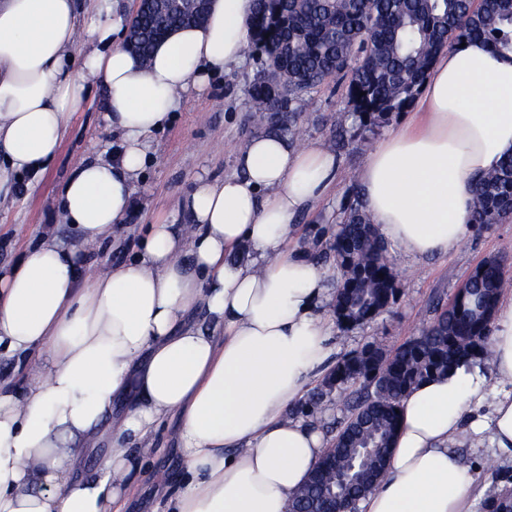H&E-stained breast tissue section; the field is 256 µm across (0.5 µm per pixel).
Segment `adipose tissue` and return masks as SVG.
Returning <instances> with one entry per match:
<instances>
[{
	"label": "adipose tissue",
	"instance_id": "1",
	"mask_svg": "<svg viewBox=\"0 0 512 512\" xmlns=\"http://www.w3.org/2000/svg\"><path fill=\"white\" fill-rule=\"evenodd\" d=\"M254 0H210L206 22L158 42L150 63L105 20L73 67L78 0H0V195L55 160L90 81L108 95L114 158L82 160L60 196L80 247L46 236L0 269V351L32 358L0 382V512H123L147 454L141 443L175 417L184 471L162 512H288L326 449L288 415L327 369L328 270L293 246L295 216L322 201L339 172L321 144L250 138L237 175L198 177L179 205L185 228L150 225L137 256L91 274L81 247L124 223L154 152L152 134L186 94L239 64ZM417 129L386 134L360 169V201L405 258L454 252L474 232L472 188L512 156V53L479 39L440 53L421 87ZM488 363L413 387L377 486L357 512H472L482 496L458 442L512 450V293L498 300ZM127 410L113 415L114 401ZM489 415H480L483 404ZM106 443L99 473L81 454Z\"/></svg>",
	"mask_w": 512,
	"mask_h": 512
}]
</instances>
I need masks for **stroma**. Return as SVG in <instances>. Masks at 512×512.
<instances>
[{
    "instance_id": "stroma-1",
    "label": "stroma",
    "mask_w": 512,
    "mask_h": 512,
    "mask_svg": "<svg viewBox=\"0 0 512 512\" xmlns=\"http://www.w3.org/2000/svg\"><path fill=\"white\" fill-rule=\"evenodd\" d=\"M259 68L255 58L245 56L239 66L212 77L203 91L188 96L173 119L155 133L156 152L136 184L132 209L111 238L91 248L92 270L116 266L132 257L147 225L177 215L181 198L192 189L197 176L221 179L236 174L235 151L248 138L269 130L248 95ZM347 84V78L332 77L306 94L297 109V132L289 138L298 147L316 141L334 147L340 163L327 199L296 219L300 245L316 255L328 250L370 149L411 117L406 111L390 115L379 127L360 128L346 96ZM105 98L101 83L90 84L83 108L73 114L55 161L35 189L0 202L1 266L15 264L38 233L68 246L74 243L75 232L61 218L60 193L75 165L117 141L103 119ZM389 255L397 276L395 303L369 323L348 330L334 327V358L368 342L392 351L420 335L435 320L438 309L447 308L469 274L488 258L506 256L504 276L512 280V221L477 229L445 256L412 261L394 248ZM352 405L350 390L335 389L319 399L303 400L291 412L313 419L330 441L347 420ZM176 427V418H166L151 436L152 452L129 491V512H160L163 499L157 482L175 480L181 465L172 439ZM459 451L477 471L478 483L485 489L474 512H487L488 499L512 487V454L486 441L466 442Z\"/></svg>"
}]
</instances>
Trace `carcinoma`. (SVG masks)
Here are the masks:
<instances>
[{
	"label": "carcinoma",
	"mask_w": 512,
	"mask_h": 512,
	"mask_svg": "<svg viewBox=\"0 0 512 512\" xmlns=\"http://www.w3.org/2000/svg\"><path fill=\"white\" fill-rule=\"evenodd\" d=\"M184 23L147 12L135 51L150 56L158 37ZM247 48L264 57L250 88L258 110L279 116V131L296 122L295 104L326 77L349 78L348 100L364 121L410 107L436 56L465 39L481 38L512 51V0H256ZM471 224H499L512 216V156L474 185ZM341 281L332 303L337 322L354 327L375 319L396 298L397 279L387 246L370 216L353 203L329 248ZM487 311L471 296L442 311L421 335L389 353L369 343L343 356L325 378L361 395L333 447L294 498L329 488L367 492L382 470L400 426L396 409L408 391L455 366L489 356L491 321L504 280V258L485 260L469 275Z\"/></svg>",
	"instance_id": "cac0c4a2"
}]
</instances>
